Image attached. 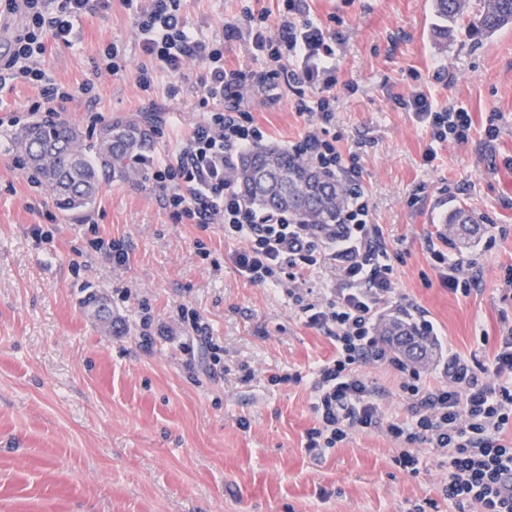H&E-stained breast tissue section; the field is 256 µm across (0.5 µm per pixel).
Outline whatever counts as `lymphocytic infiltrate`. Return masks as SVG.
<instances>
[{"label": "lymphocytic infiltrate", "mask_w": 512, "mask_h": 512, "mask_svg": "<svg viewBox=\"0 0 512 512\" xmlns=\"http://www.w3.org/2000/svg\"><path fill=\"white\" fill-rule=\"evenodd\" d=\"M122 2L135 17L138 43L148 59L137 70L142 90L165 73L172 78L168 94L175 98L188 60H197L204 70L201 120L173 152L151 163L164 209L179 223L222 228L225 241L238 245L234 260L242 277L276 288L306 326L327 332L334 344L333 356L311 372L317 424L305 434V449L317 454L355 431L378 432L400 445L397 462L415 475L423 464L421 448H431L448 471L443 491L449 501L476 512H512V487L505 482L512 477V441L503 437L512 427V323L501 328L487 375H478L470 359L455 355L448 361L447 381L438 383L396 356L378 334L375 317L395 298L396 283L378 243L359 156L337 146L339 34L303 17L301 0H281L282 23L275 33L264 16L245 11L247 44L264 63L261 70L246 71L224 61V44L237 37V28H227L223 39H210L187 22L184 0ZM108 5L109 0H0V13L19 12L25 19L10 56L0 64V87L18 81L36 85L34 113L65 109L79 97L95 99L94 84L57 82L43 58L48 42L71 45L76 21ZM249 87L265 93L271 106L282 90L293 93L307 127L288 150L346 185L339 233L327 237L287 215L244 204L235 179L240 156L268 138L245 104ZM397 104L430 128L435 142L468 138L472 118L465 108H438L420 92ZM330 260L339 266L341 287L311 288L309 276ZM368 364L397 372L406 417H386L377 389L362 371Z\"/></svg>", "instance_id": "f902f5d3"}]
</instances>
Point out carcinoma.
<instances>
[{
  "instance_id": "obj_1",
  "label": "carcinoma",
  "mask_w": 512,
  "mask_h": 512,
  "mask_svg": "<svg viewBox=\"0 0 512 512\" xmlns=\"http://www.w3.org/2000/svg\"><path fill=\"white\" fill-rule=\"evenodd\" d=\"M465 0H433V33L439 45L463 22L483 39L512 24V0H485V7L465 17ZM150 134L132 121L117 118L102 125L90 139L65 120L36 121L13 137L19 161L36 172L56 198L58 208L79 214L92 203L106 183L126 180L143 172ZM275 157L279 170L290 175L293 187L307 181L309 164L276 146L259 144L245 153L237 172V186L243 201L261 211H287L297 224H311L329 234L339 223L347 188L338 179L325 176L321 193L303 197L278 186V174L266 170L268 157ZM450 232L471 239L480 224L459 207L449 216ZM379 333L392 349L415 362L432 354L436 342L425 329L403 313L379 322Z\"/></svg>"
}]
</instances>
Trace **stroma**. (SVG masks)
<instances>
[{"label":"stroma","mask_w":512,"mask_h":512,"mask_svg":"<svg viewBox=\"0 0 512 512\" xmlns=\"http://www.w3.org/2000/svg\"><path fill=\"white\" fill-rule=\"evenodd\" d=\"M307 5L344 37L336 48V133L342 150L360 155L394 268L389 312L432 325L437 354L421 368L428 381L445 379L455 353L489 363L501 318L512 317L504 282L512 267V28L478 43L460 30L441 49L429 0ZM247 7L279 27V0H187L185 18L223 39ZM111 43L129 61L116 75L102 59ZM142 61L134 18L112 0L78 22L72 45L48 43L45 67L58 82L95 85V106L78 98L63 113L79 128L92 109L106 122L164 123L172 139L183 137L201 117V64L189 61L172 101L166 75L141 92ZM348 83L355 94L345 92ZM418 91L439 108H466L468 140L432 145L429 129L394 106ZM37 97L25 83L0 89V512H418L429 499L436 512H459L442 494L445 471L431 449H421L416 475L397 464V444L378 432H356L318 456L305 450L316 423L307 375L332 354L331 340L305 326L273 288L237 273V246L221 229L173 221L147 174L112 180L75 216L58 208L45 184L31 183L6 118ZM246 101L270 144L287 148L303 132L289 90L272 108L255 89ZM431 147L437 156L428 162ZM458 206L483 226L473 242L448 244L451 259L474 267L466 295L448 290L429 256ZM37 227L51 241L37 242ZM98 237L124 241L128 263L113 265L94 251ZM92 296L107 300L111 324L93 316ZM183 306L219 337L222 370H210L203 350H183ZM146 333L152 346L141 343ZM291 370L301 381L269 385Z\"/></svg>","instance_id":"35a3bbf8"}]
</instances>
